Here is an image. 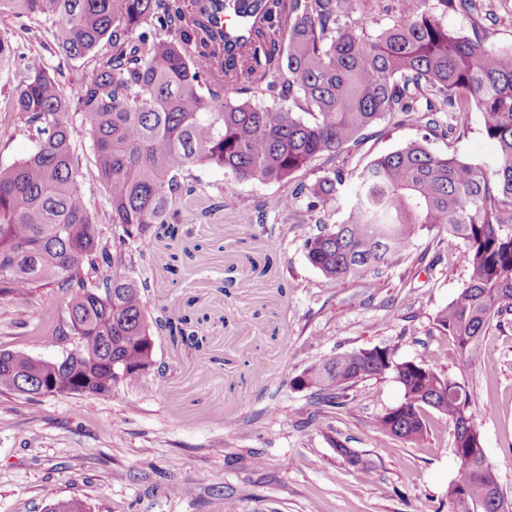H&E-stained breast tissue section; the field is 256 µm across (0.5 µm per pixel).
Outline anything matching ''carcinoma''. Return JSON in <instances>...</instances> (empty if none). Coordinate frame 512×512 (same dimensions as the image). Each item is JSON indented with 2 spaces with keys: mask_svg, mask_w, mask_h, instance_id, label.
I'll list each match as a JSON object with an SVG mask.
<instances>
[{
  "mask_svg": "<svg viewBox=\"0 0 512 512\" xmlns=\"http://www.w3.org/2000/svg\"><path fill=\"white\" fill-rule=\"evenodd\" d=\"M438 12L402 4L403 17L366 33L362 0H0V14L52 21L58 51L92 57L94 75L72 101L42 59L30 58L13 107L28 116L33 150L0 164V293L44 286L63 292L62 325L78 354L48 361L0 351V389L46 375L57 394L105 396L134 385L154 366V334L139 284L123 275L128 241L151 239L154 225L176 239L175 205L194 191L192 171L224 169L239 180L289 181L318 156H336L394 113L440 128V112L475 110L496 143L491 167L438 154L413 140L356 172L335 169L307 187L308 209L357 182L344 220L305 241L309 262L343 280L398 264L416 230L436 224L466 243L469 280L435 316L459 355L479 358L491 323L512 315V50L489 46L481 23L468 35L438 13L481 14L483 0H437ZM235 24L223 30L216 13ZM15 61L0 37V70ZM233 86L238 97L224 96ZM94 146L100 185L118 242L101 244L79 175L70 114ZM112 270L103 287L86 279ZM185 314L169 320L173 339L199 344ZM390 375L403 400L373 426L407 441L426 432L429 407L454 426L459 475L451 501L497 512L504 501L493 468L476 448L473 400L424 360L398 362L387 348L338 353L293 380L322 402L345 405L346 387ZM47 512H87L77 499Z\"/></svg>",
  "mask_w": 512,
  "mask_h": 512,
  "instance_id": "obj_1",
  "label": "carcinoma"
}]
</instances>
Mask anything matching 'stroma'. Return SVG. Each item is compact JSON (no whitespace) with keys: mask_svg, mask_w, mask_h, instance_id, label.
<instances>
[{"mask_svg":"<svg viewBox=\"0 0 512 512\" xmlns=\"http://www.w3.org/2000/svg\"><path fill=\"white\" fill-rule=\"evenodd\" d=\"M49 23L0 16V35L22 56L41 57L69 94L90 81L92 58L61 55ZM21 70L0 78V164L31 143L12 101ZM448 136L394 114L364 131L339 157L321 156L288 183L236 179L216 167L195 170L194 194L176 205L179 239L156 228L148 246L130 243L129 276L142 281L154 330V367L106 396L0 391V512H44L77 499L90 512H452L448 483L459 470L454 428L424 413L417 442L384 434L375 417L403 393L391 376L348 387L351 408L320 403L292 382L341 352L390 349L399 362L423 359L471 394L488 462L512 503V316L492 323L481 357L461 359L434 317L463 288L469 270L461 239L421 231L401 263L335 281L307 260L305 240L320 224L341 223L353 191L311 211L306 197L281 211L274 199L335 168L358 169L412 140L485 167L495 146L478 112L456 113ZM88 207L101 238L114 228L97 180L89 135L75 130ZM62 293L0 294V350L58 360L76 345L57 332ZM201 317L200 346L173 341L162 323ZM344 445L362 462L348 466Z\"/></svg>","mask_w":512,"mask_h":512,"instance_id":"stroma-1","label":"stroma"}]
</instances>
